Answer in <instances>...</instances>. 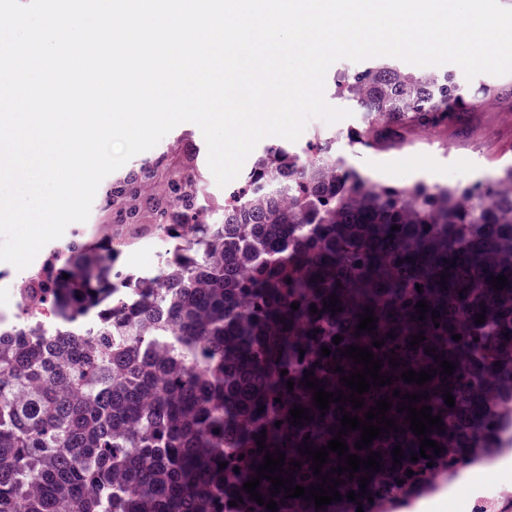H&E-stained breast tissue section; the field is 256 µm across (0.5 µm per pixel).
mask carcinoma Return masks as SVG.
Here are the masks:
<instances>
[{"instance_id":"carcinoma-1","label":"carcinoma","mask_w":512,"mask_h":512,"mask_svg":"<svg viewBox=\"0 0 512 512\" xmlns=\"http://www.w3.org/2000/svg\"><path fill=\"white\" fill-rule=\"evenodd\" d=\"M335 85L363 112L349 139L375 152L409 146L421 132L465 135L490 100H512V80L465 93L451 74L378 57L338 72ZM158 229L172 242L160 274L116 269L117 244H71L30 287L56 323L38 336L19 328L11 344L0 339V512H58L62 501L69 512H269L243 489L265 454H285L281 476L292 485H317L299 449L327 445L343 412L362 418L385 396L400 432L362 450L361 432L343 437L350 454L381 453L380 470L338 475L333 452L323 465L322 474L344 480L337 491L346 512H398L466 461L499 453L504 405L512 406V165L464 188L390 186L344 168L329 141L301 154L270 146L224 202L223 223ZM498 275L507 277L501 289L492 287ZM334 294L336 313L323 306ZM422 299L429 312L420 321ZM368 307L376 328L358 334ZM175 332L177 344L157 358L155 344ZM421 332L426 340L410 347ZM80 333L101 348L87 351L74 339ZM349 345L371 350L392 384L370 388L361 408L337 402L323 412L304 371L325 391L349 394L339 378L363 369L341 355ZM442 360L455 364L453 374H440ZM409 368L439 373L419 386L401 379ZM396 388L429 393L414 407L442 416L444 432L426 434L440 454L430 447L428 457L410 460L421 437L397 412ZM297 406L312 420L290 424ZM368 474L363 494L359 478ZM271 490L264 478L256 492L276 501L277 512H331Z\"/></svg>"}]
</instances>
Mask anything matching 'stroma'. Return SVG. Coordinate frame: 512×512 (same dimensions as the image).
<instances>
[{
  "label": "stroma",
  "instance_id": "35a3bbf8",
  "mask_svg": "<svg viewBox=\"0 0 512 512\" xmlns=\"http://www.w3.org/2000/svg\"><path fill=\"white\" fill-rule=\"evenodd\" d=\"M362 120L358 112L334 123L311 119L296 144L303 147L320 137L332 138L336 154L346 167L386 185L422 182L467 187L496 179L500 166L512 164V155L501 153L503 146L512 143V102L508 100L487 104L468 136L428 133L414 146L389 153L364 150L351 143L348 134ZM180 178L191 180L197 189L189 211L184 210L172 191V181ZM127 183L137 191V211L132 216L112 196L115 188ZM229 191V186L217 184L208 167L207 146L200 128L193 123L180 124L155 147L105 177L88 220L70 224L61 238L43 247L31 267L39 269L72 243L94 247L110 240L122 246L120 266L133 271L151 269L153 264L163 262L171 247L157 229L160 221L220 223ZM163 203L168 206L164 214L159 211Z\"/></svg>",
  "mask_w": 512,
  "mask_h": 512
}]
</instances>
